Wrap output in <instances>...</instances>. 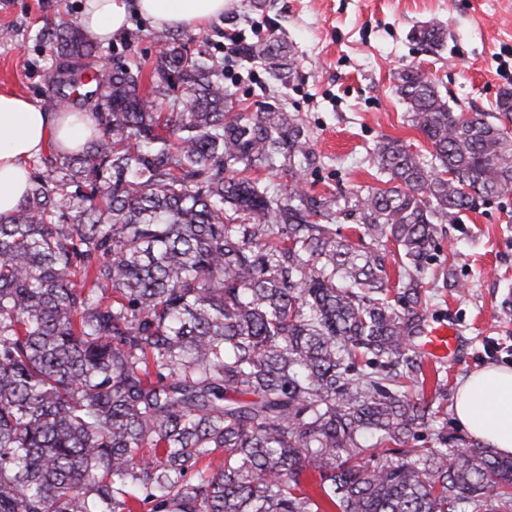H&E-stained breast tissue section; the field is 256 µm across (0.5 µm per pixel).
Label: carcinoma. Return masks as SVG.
I'll return each instance as SVG.
<instances>
[{"mask_svg":"<svg viewBox=\"0 0 512 512\" xmlns=\"http://www.w3.org/2000/svg\"><path fill=\"white\" fill-rule=\"evenodd\" d=\"M37 37L59 105L98 97V136L40 158L0 217V512H512V457L448 433L442 379L411 393L414 274L437 225L512 194V88L466 112L397 72L430 159L379 142L384 187L333 200L302 184L300 119L238 111L210 54L166 45L147 92L137 64L89 68L75 23ZM248 55L294 69L274 39Z\"/></svg>","mask_w":512,"mask_h":512,"instance_id":"1","label":"carcinoma"}]
</instances>
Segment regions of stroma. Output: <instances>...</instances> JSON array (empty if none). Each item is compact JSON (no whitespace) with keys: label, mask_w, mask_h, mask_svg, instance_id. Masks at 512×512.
<instances>
[{"label":"stroma","mask_w":512,"mask_h":512,"mask_svg":"<svg viewBox=\"0 0 512 512\" xmlns=\"http://www.w3.org/2000/svg\"><path fill=\"white\" fill-rule=\"evenodd\" d=\"M230 0L223 16L204 29H159L139 15L102 50L116 61L152 65L172 39L206 49L238 79L226 82L241 108L252 113L270 103L298 115L316 163L305 175L309 194L329 196L374 188L380 176L375 144L399 139L421 156L432 147L407 119L394 75L420 67L450 105L490 111L501 89L512 87V0ZM78 0H0V90L28 97L48 110L51 90L48 43L36 31L76 19ZM437 22L444 44L429 49L412 29ZM240 32L246 43L276 37L290 46L296 66L275 79L263 60L224 54V35ZM451 265L461 290L443 284ZM422 278L432 302L428 324L454 328L461 347L450 359L429 363L449 392L485 365L512 367V196L478 202L457 224H443L433 259Z\"/></svg>","instance_id":"obj_1"}]
</instances>
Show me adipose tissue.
I'll return each instance as SVG.
<instances>
[{"label":"adipose tissue","mask_w":512,"mask_h":512,"mask_svg":"<svg viewBox=\"0 0 512 512\" xmlns=\"http://www.w3.org/2000/svg\"><path fill=\"white\" fill-rule=\"evenodd\" d=\"M227 0H83L78 18L86 36L104 43L129 27L131 14L159 28L197 31L223 16ZM96 134L89 113L62 108L45 111L34 100L0 91V216L23 201L29 165L54 148L74 151ZM458 423L500 455L512 457V368L484 366L460 384Z\"/></svg>","instance_id":"ef3b65f1"}]
</instances>
